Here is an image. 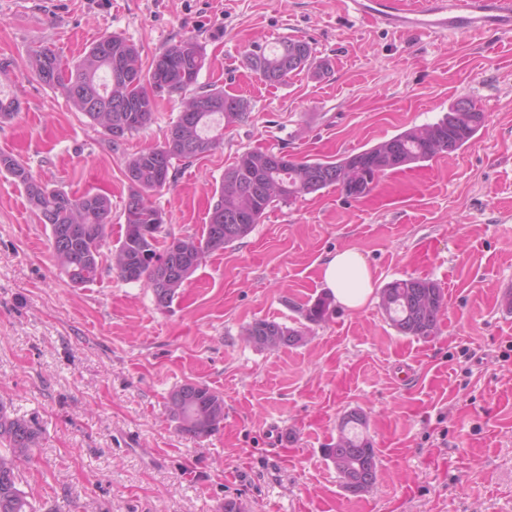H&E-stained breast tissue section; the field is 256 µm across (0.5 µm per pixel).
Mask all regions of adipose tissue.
Segmentation results:
<instances>
[{
  "label": "adipose tissue",
  "instance_id": "1",
  "mask_svg": "<svg viewBox=\"0 0 512 512\" xmlns=\"http://www.w3.org/2000/svg\"><path fill=\"white\" fill-rule=\"evenodd\" d=\"M321 278L330 294L351 309L363 307L373 293L370 269L364 257L352 249L329 256L322 265Z\"/></svg>",
  "mask_w": 512,
  "mask_h": 512
}]
</instances>
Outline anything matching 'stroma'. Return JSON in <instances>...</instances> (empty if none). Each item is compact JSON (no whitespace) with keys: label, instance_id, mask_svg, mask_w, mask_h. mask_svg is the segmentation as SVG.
Segmentation results:
<instances>
[{"label":"stroma","instance_id":"35a3bbf8","mask_svg":"<svg viewBox=\"0 0 512 512\" xmlns=\"http://www.w3.org/2000/svg\"><path fill=\"white\" fill-rule=\"evenodd\" d=\"M133 43L143 67L196 40L199 85L244 98L249 115L192 165L175 162L152 196L177 235H201L213 189L239 154L334 161L432 123L458 100L487 121L474 143L387 174L368 196L329 187L280 203L211 253L168 306L109 265L70 287L24 188L0 174V402L40 433L22 487L41 512H512V40L403 36L344 0H0V154L52 188L102 192L110 242L124 231L125 166L164 143L180 95L139 133L112 143L31 71L48 46L71 63L104 35ZM308 41L328 74L259 79L247 56ZM364 256L373 287L428 279L445 310L435 336L393 328L379 298L305 320L326 293L330 254ZM258 319L300 328L294 346L259 348ZM410 368L403 378L402 368ZM200 382L224 399L207 439L182 434L169 393ZM378 462L375 484L344 491L323 450L350 412Z\"/></svg>","mask_w":512,"mask_h":512}]
</instances>
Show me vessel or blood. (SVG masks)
Masks as SVG:
<instances>
[{
	"label": "vessel or blood",
	"mask_w": 512,
	"mask_h": 512,
	"mask_svg": "<svg viewBox=\"0 0 512 512\" xmlns=\"http://www.w3.org/2000/svg\"><path fill=\"white\" fill-rule=\"evenodd\" d=\"M363 16L406 34L512 35V0H349Z\"/></svg>",
	"instance_id": "obj_1"
}]
</instances>
